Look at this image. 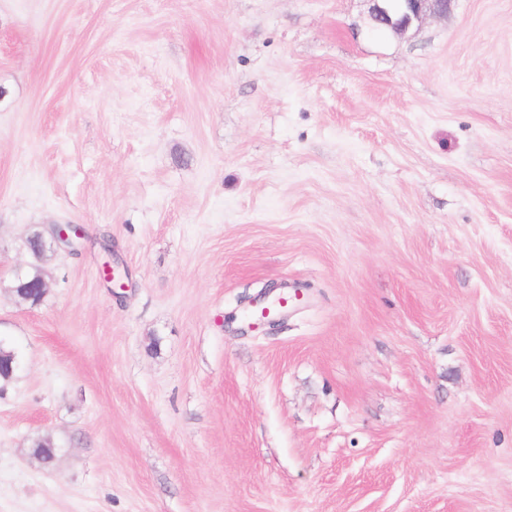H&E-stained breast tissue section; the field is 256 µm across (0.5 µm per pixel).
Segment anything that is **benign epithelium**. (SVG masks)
<instances>
[{
  "label": "benign epithelium",
  "instance_id": "obj_1",
  "mask_svg": "<svg viewBox=\"0 0 512 512\" xmlns=\"http://www.w3.org/2000/svg\"><path fill=\"white\" fill-rule=\"evenodd\" d=\"M370 19L373 29H387L395 34H404L414 25L421 23L428 17L448 15L454 0H371ZM36 237L39 247L30 251L32 261L25 266L18 267L13 272L15 286L13 292L17 297L27 303L35 304L37 300L29 294L30 283L26 282L27 271L36 264H42L47 254L60 248L75 249V246L85 237V230L79 224H49L37 230ZM270 291L266 290L250 300L255 311L264 312V318L274 320L277 315L270 314V310L278 305L285 304V299L264 304Z\"/></svg>",
  "mask_w": 512,
  "mask_h": 512
}]
</instances>
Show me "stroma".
<instances>
[{"instance_id": "1", "label": "stroma", "mask_w": 512, "mask_h": 512, "mask_svg": "<svg viewBox=\"0 0 512 512\" xmlns=\"http://www.w3.org/2000/svg\"><path fill=\"white\" fill-rule=\"evenodd\" d=\"M370 7L0 0V512H512V0ZM374 30L404 34L427 17L448 15L455 0H369ZM35 236L38 238L39 247L34 251L29 249L32 262L14 270L13 278L16 285L12 288L21 301L31 304H37L42 300L49 286L41 267L40 274L38 275V288L42 293V297L35 300L34 296L29 294L32 287L29 282H26L28 269L36 264H42L47 254L55 249L67 248L75 250V246L85 237V230L79 224H49L37 230Z\"/></svg>"}]
</instances>
